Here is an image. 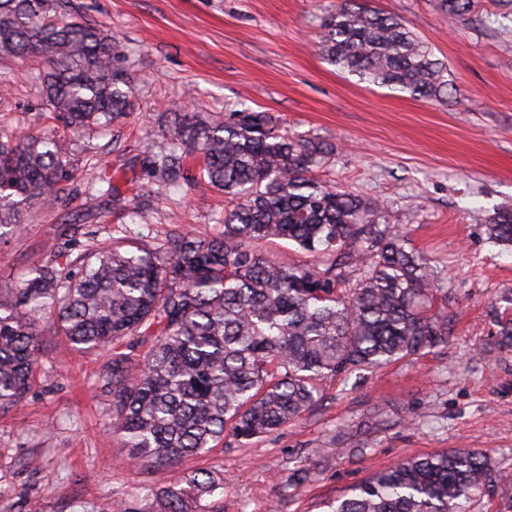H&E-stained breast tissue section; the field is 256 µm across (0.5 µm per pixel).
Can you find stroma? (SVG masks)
Here are the masks:
<instances>
[{"label": "stroma", "instance_id": "stroma-1", "mask_svg": "<svg viewBox=\"0 0 512 512\" xmlns=\"http://www.w3.org/2000/svg\"><path fill=\"white\" fill-rule=\"evenodd\" d=\"M84 2L121 41L135 107L95 139L94 156L77 155V182L106 174L121 196L138 194L166 113H271L281 129L331 145L315 177L383 204L388 223L428 256L435 306L453 315V330L447 345L325 380L313 411L251 447H217L174 471L131 463L109 431L112 397L95 384L102 356L53 334L26 397L0 411V512H106L199 470L223 471L222 512H324L327 499L412 456L466 448L512 469V348L489 345L512 296V253L482 221L512 207V0H479L458 21L434 0H363L400 18L447 67L445 100L415 99L328 61L321 23L337 0ZM0 75L12 80L0 122L51 132L35 66L0 59ZM217 209L203 182L178 203L153 201L134 224L108 200L27 207L21 228L0 232V289L93 237L219 233ZM304 464L312 481L287 485Z\"/></svg>", "mask_w": 512, "mask_h": 512}]
</instances>
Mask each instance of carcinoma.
Wrapping results in <instances>:
<instances>
[{"label":"carcinoma","mask_w":512,"mask_h":512,"mask_svg":"<svg viewBox=\"0 0 512 512\" xmlns=\"http://www.w3.org/2000/svg\"><path fill=\"white\" fill-rule=\"evenodd\" d=\"M451 18L475 0H437ZM322 51L361 79L414 98L452 91L447 68L402 21L341 0L322 19ZM0 57L42 64L51 135L0 130V227L22 207L76 197L72 141L133 110L119 39L86 17L81 0H0ZM172 126L141 163L148 192L168 199L203 181L224 195L216 236L173 230L152 244L94 239L77 254L31 266L0 294V409L30 389L43 337L106 354L97 384L112 394V434L138 465L175 467L219 445L243 448L301 418L322 382L448 343L452 318L435 311L428 258L409 247L383 208L326 185L313 169L320 142L281 133L248 109L218 120L172 112ZM91 200L139 216L89 185ZM488 238L512 247V209L483 218ZM282 240L312 265L275 261L258 243ZM496 342L512 348V317ZM149 344L134 352L133 340ZM224 475L198 471L149 490L153 512H217ZM512 512V471L477 451L413 456L326 503V512H472L480 497Z\"/></svg>","instance_id":"obj_1"}]
</instances>
